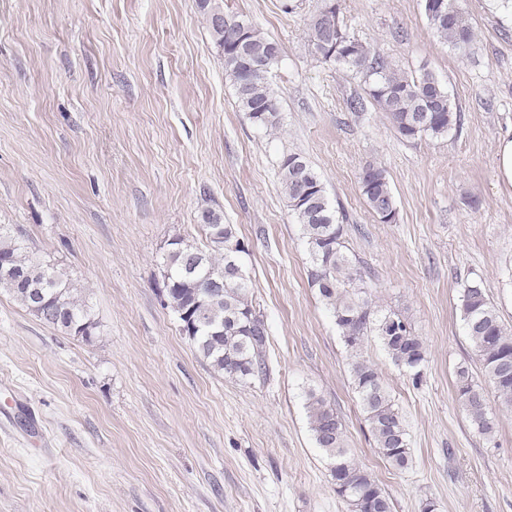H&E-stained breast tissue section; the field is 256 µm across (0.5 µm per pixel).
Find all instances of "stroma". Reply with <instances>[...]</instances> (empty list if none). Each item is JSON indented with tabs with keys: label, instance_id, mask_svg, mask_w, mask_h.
<instances>
[{
	"label": "stroma",
	"instance_id": "stroma-1",
	"mask_svg": "<svg viewBox=\"0 0 512 512\" xmlns=\"http://www.w3.org/2000/svg\"><path fill=\"white\" fill-rule=\"evenodd\" d=\"M323 0H223L278 43L272 134L239 112L224 59L192 0H0V224L83 288L92 342L0 292V512H349L310 430L305 393L340 417L356 463L393 512H512V409L465 333L459 287L485 288L512 329V188L496 150L512 135V13L459 0L468 55L440 41L423 0H339L349 34L409 74L432 72L460 126L406 140L360 77L313 51ZM302 155L347 219L346 252L373 306L421 337V383L376 337L374 365L408 433L390 466L370 432L350 353L308 281L307 245L279 181ZM385 169L395 223L366 206L359 175ZM212 209L234 226L268 341L262 376L198 356L165 304L164 258L201 250ZM483 387L477 432L456 371Z\"/></svg>",
	"mask_w": 512,
	"mask_h": 512
}]
</instances>
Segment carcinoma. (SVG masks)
Wrapping results in <instances>:
<instances>
[{
  "mask_svg": "<svg viewBox=\"0 0 512 512\" xmlns=\"http://www.w3.org/2000/svg\"><path fill=\"white\" fill-rule=\"evenodd\" d=\"M206 16L211 37L224 57V70L235 90L245 117L266 130L280 126L276 92L269 74L278 62V44L265 36L250 20L224 12L220 0H197ZM448 15L424 10L434 34L448 47L465 53L474 40L473 28L457 3L444 0ZM327 38L323 20L309 23V39L324 61H334L360 75L366 93L386 112L394 131L406 140L439 138L459 125V115L436 76L425 71L410 76L394 67L384 55L359 39L346 35L335 51L324 47ZM258 65L243 78L244 62ZM280 182L289 206L300 225L310 256L309 280L331 312L344 343L352 354L351 375L371 432L382 456L394 467L409 462V442L402 417L394 407L376 369L362 357L366 339L375 336L395 364L422 378L427 351L420 337L397 313L379 314L363 289L356 287L358 272L344 252V215L329 199L318 173L298 154L283 156ZM364 201L374 214L383 207L397 208L385 169L369 164L360 174ZM211 250L194 249L182 240L171 242L165 257L164 297L175 314L193 304L203 317L197 327L182 333L197 353L217 372L247 378L266 372L263 350L267 341L264 321L248 299L246 276L227 275L231 261L245 251L233 225L206 209L201 215ZM10 261V270L0 269V291L8 293L34 317L62 332L73 335L84 325L96 333L97 323L83 298V291L61 278L55 268L27 254L0 224V259ZM459 309L465 331L478 352L486 377L498 397L512 406V332L507 331L478 282L464 285ZM459 401L482 434L492 425L482 389L469 370L456 373ZM306 408L316 445L330 460L336 492L351 512H391V504L371 476L350 458L344 448L342 423L315 391L306 392Z\"/></svg>",
  "mask_w": 512,
  "mask_h": 512,
  "instance_id": "cac0c4a2",
  "label": "carcinoma"
}]
</instances>
